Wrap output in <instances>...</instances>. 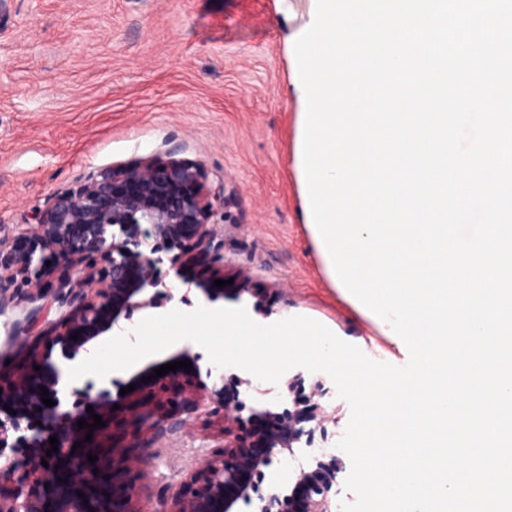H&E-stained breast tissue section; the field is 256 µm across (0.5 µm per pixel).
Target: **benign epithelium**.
I'll list each match as a JSON object with an SVG mask.
<instances>
[{"label": "benign epithelium", "mask_w": 512, "mask_h": 512, "mask_svg": "<svg viewBox=\"0 0 512 512\" xmlns=\"http://www.w3.org/2000/svg\"><path fill=\"white\" fill-rule=\"evenodd\" d=\"M223 201L224 183L212 184L202 164L170 149L99 168L78 187L51 194L8 249H0V314L18 300L29 305L16 338L27 347L25 357L40 366L0 367V512H233L240 503L280 512V503L299 488L304 494L296 512H333L334 458L298 465L286 491H262L254 483L277 455L294 454L304 433L299 410L288 412L275 429L260 427L271 417L268 410L250 412L259 425L257 449L243 452L242 409L208 386L186 348L136 371L123 383L134 390L123 396L74 388L71 408L62 406L55 348L71 360L120 327L131 311L176 299L158 274L159 253L176 252L172 270L178 281L197 287L211 302L224 297L214 279L195 272L203 265L224 271V243L208 224ZM57 251L69 256L60 269L46 265V254ZM54 308L65 313L51 319ZM181 360L191 362V371L155 376V368ZM44 396L55 405L43 404ZM89 406L106 422L92 432L77 425L82 418L94 423ZM203 416L223 422L217 448L184 466L179 484L156 483L163 451ZM53 436L58 451L48 456ZM89 453L98 459L89 462Z\"/></svg>", "instance_id": "7a95c632"}]
</instances>
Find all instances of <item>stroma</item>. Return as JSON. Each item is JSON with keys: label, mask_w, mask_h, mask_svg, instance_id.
I'll list each match as a JSON object with an SVG mask.
<instances>
[{"label": "stroma", "mask_w": 512, "mask_h": 512, "mask_svg": "<svg viewBox=\"0 0 512 512\" xmlns=\"http://www.w3.org/2000/svg\"><path fill=\"white\" fill-rule=\"evenodd\" d=\"M315 0H15L0 17V242L26 227L52 193L89 172L175 147L223 180L210 220L224 240L227 307L258 322L312 318L372 359L403 365L405 347L384 335L323 272L301 222L291 153L297 106L287 97L285 34L303 30ZM247 371L222 382L246 409L282 413L285 383L261 395ZM202 418L175 439L156 476L178 470L222 434Z\"/></svg>", "instance_id": "35a3bbf8"}]
</instances>
